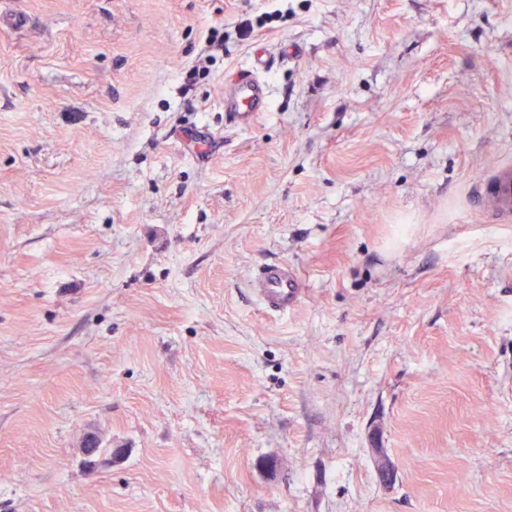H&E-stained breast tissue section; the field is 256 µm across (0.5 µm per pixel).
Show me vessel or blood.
<instances>
[{
  "label": "vessel or blood",
  "mask_w": 512,
  "mask_h": 512,
  "mask_svg": "<svg viewBox=\"0 0 512 512\" xmlns=\"http://www.w3.org/2000/svg\"><path fill=\"white\" fill-rule=\"evenodd\" d=\"M273 66L265 55L255 56L251 68L239 70L224 89V120L236 127L252 126L268 107L261 74ZM470 193L480 212L492 223H512V158L498 159L472 183ZM249 291L267 311L285 314L301 301L304 288L296 269L285 262L263 266L251 279Z\"/></svg>",
  "instance_id": "vessel-or-blood-1"
}]
</instances>
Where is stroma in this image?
Listing matches in <instances>:
<instances>
[{
    "instance_id": "1",
    "label": "stroma",
    "mask_w": 512,
    "mask_h": 512,
    "mask_svg": "<svg viewBox=\"0 0 512 512\" xmlns=\"http://www.w3.org/2000/svg\"><path fill=\"white\" fill-rule=\"evenodd\" d=\"M507 154L512 0H0V512H512ZM266 55H256L251 68L241 69L224 89V120L236 127L252 126L268 107L266 82L260 73L273 67ZM470 193L480 212L494 224L512 223V158L498 159L472 183ZM248 288L265 310L280 314L292 311L305 290L296 269L288 262L266 264L251 279Z\"/></svg>"
}]
</instances>
